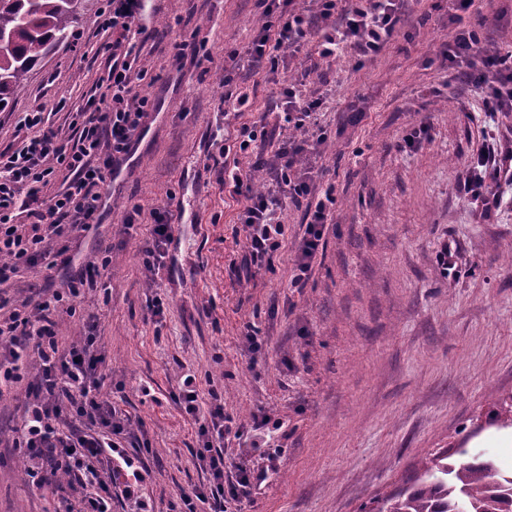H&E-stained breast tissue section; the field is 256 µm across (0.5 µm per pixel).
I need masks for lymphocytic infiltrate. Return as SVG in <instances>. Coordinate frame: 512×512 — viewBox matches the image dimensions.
<instances>
[{
  "label": "lymphocytic infiltrate",
  "mask_w": 512,
  "mask_h": 512,
  "mask_svg": "<svg viewBox=\"0 0 512 512\" xmlns=\"http://www.w3.org/2000/svg\"><path fill=\"white\" fill-rule=\"evenodd\" d=\"M265 21L255 36L250 58L254 69L298 48L311 27L323 33L322 57L331 58L351 48L366 59L379 54L392 40L401 22L404 0H353L344 13H337L336 0H315L314 14L296 8L294 0H263ZM110 9L101 21L102 30L113 31L105 45L111 63L95 85L100 107L77 111L72 123L74 142L64 144L48 127L42 111L24 113L21 128L27 132L21 148L0 150V284L20 269L45 262L57 270L60 285L44 289L20 309L0 313V390L27 384L30 396L22 428L15 441L25 451L27 475L39 489L55 486L65 474L83 494L76 512H112V486L120 484L128 512H155L146 493L152 471L139 453L121 444L128 434L125 421L99 392L97 372L105 351L97 336L96 321L79 342L60 346L54 313L96 288L100 267L109 263L106 253L76 264L66 237L86 232L100 224L103 195L100 186L118 170L135 141L146 129L152 104L134 93L132 80L145 76L138 44L131 25L144 10V0H109ZM443 56L450 65H466V76L483 93L487 112H512V51L489 52L478 31L462 25L448 33ZM284 110L271 126L268 146H257L259 127L242 124L236 131L241 152L249 153V169L232 167L227 184L243 203L239 222L245 236L242 266L271 267L288 239L282 221L286 203L305 204L306 229L295 261L291 287H304L319 250L323 226L336 205L334 186L319 188L318 175L307 158L316 154L327 135L314 126L319 99L302 95L291 85L282 92ZM263 170L271 181L256 190L250 170ZM66 177L55 195L42 199L41 191L58 171ZM512 185V150L485 145L462 189L484 214L499 207L498 190ZM141 250L146 270L164 264L172 240L173 216L167 209L150 211ZM37 355L39 368L30 371L28 359ZM208 404H201L194 376H186L178 401L199 422L197 458L211 475L210 484L182 497L180 512H195V504L212 499L224 503V436L229 420L217 391H210Z\"/></svg>",
  "instance_id": "1"
}]
</instances>
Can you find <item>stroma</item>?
<instances>
[{"label": "stroma", "mask_w": 512, "mask_h": 512, "mask_svg": "<svg viewBox=\"0 0 512 512\" xmlns=\"http://www.w3.org/2000/svg\"><path fill=\"white\" fill-rule=\"evenodd\" d=\"M107 8L93 0L69 44L0 108L1 150L20 146L19 120L38 105L69 137L104 70ZM263 11L262 0H147V74L132 87L153 104L148 130L104 183L98 233L70 243L81 261L110 247L107 289L56 315L59 336L79 341L88 314H98L101 393L129 420L125 447L146 451L155 512L210 480L195 457L199 424L175 400L189 374L200 394L222 390L225 415L244 431L224 438L225 486L241 470L253 474L230 512H359L413 485L423 456L460 444L512 470V429L489 422L495 402L512 396V185L488 217L459 191L487 137L512 147V112L483 111L462 68L444 61L453 0H406L396 36L373 58H322L314 32L272 73L254 71L248 54ZM465 20L485 48L512 51V0H475ZM191 42L196 53L177 59ZM233 50L238 67L228 74ZM296 82L323 100L315 118L329 138L315 164L328 168L337 198L300 289L290 281L304 208H286L288 242L272 268L234 272L245 245L241 203L207 159L212 131L273 110ZM228 90L248 94L241 112H225ZM418 126L420 143L398 150ZM136 206L173 215L155 276L140 236L122 228ZM445 244L454 254L446 270ZM157 293L167 300L160 317L148 308ZM26 402L25 386L0 392V512H64L75 498L69 483L32 487L12 446ZM265 416L283 427L255 437Z\"/></svg>", "instance_id": "obj_1"}]
</instances>
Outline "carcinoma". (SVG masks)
Instances as JSON below:
<instances>
[{
  "instance_id": "cac0c4a2",
  "label": "carcinoma",
  "mask_w": 512,
  "mask_h": 512,
  "mask_svg": "<svg viewBox=\"0 0 512 512\" xmlns=\"http://www.w3.org/2000/svg\"><path fill=\"white\" fill-rule=\"evenodd\" d=\"M77 0H0V103L24 84L50 48L69 42ZM448 452L421 460L424 483L364 504L360 512H512V472L491 462H448Z\"/></svg>"
}]
</instances>
